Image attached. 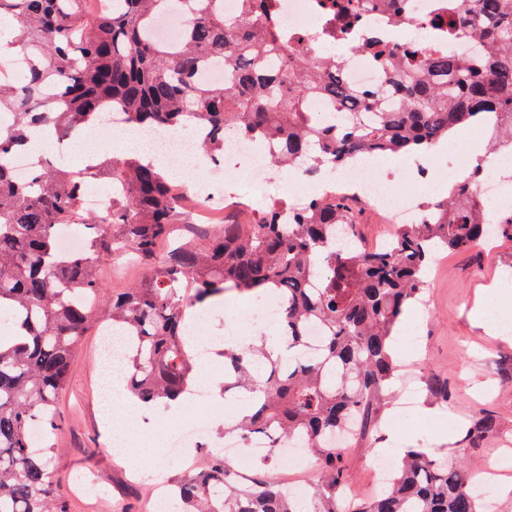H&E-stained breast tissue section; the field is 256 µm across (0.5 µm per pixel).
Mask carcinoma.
<instances>
[{
	"label": "carcinoma",
	"mask_w": 512,
	"mask_h": 512,
	"mask_svg": "<svg viewBox=\"0 0 512 512\" xmlns=\"http://www.w3.org/2000/svg\"><path fill=\"white\" fill-rule=\"evenodd\" d=\"M216 0H112L95 15L85 0H0L13 28L0 43L27 59L21 78L0 83V308L9 331L0 342V512H65L55 494L59 464L47 440L71 360L87 329L106 321L136 334L128 391L147 407L168 403L195 383L197 356L186 323L190 310L227 290L287 297L282 326L288 358L262 348L224 350V391L254 393L252 414L231 424L244 441L302 439L317 479L307 493L310 512H482L467 464L422 448L404 452L392 481L376 497L344 508L343 456L324 440L347 424L373 431L397 371L394 336L406 310L421 301L433 257L480 246L485 212L475 188L477 167L425 205V219L401 224L385 243L356 239L348 202L316 195L281 223L274 202L246 219L207 229L189 243L178 225L196 223L189 197L143 152L88 164L80 174L51 156L33 158L31 177L14 179L9 157L32 128L72 138L93 113L119 102L131 124L177 130L189 113L209 129L204 149L224 157V136L261 135L273 145L274 166L298 162L322 180L365 156L421 154L456 127L497 114L492 146H512V0H460L448 20V45L424 52L414 43L355 46L372 54L383 84L361 88L345 79L336 56L308 49V38L287 34L273 0H240L226 16ZM353 12L381 3L399 20L409 0H326ZM187 22L175 53L147 40L150 20L166 5ZM221 59L220 83L200 77ZM319 98L341 115L331 123L309 109ZM104 177L112 206L88 213L78 206L89 183ZM78 227L84 252L65 255L59 233ZM132 250L148 277L113 298L98 276L101 263ZM326 328L322 344L301 355L305 330ZM431 398L448 404V382L430 381ZM42 427L40 442L32 428ZM493 420L481 416L465 437L485 438ZM173 512H301L298 496L266 477L242 485L234 464H211L175 480Z\"/></svg>",
	"instance_id": "obj_1"
}]
</instances>
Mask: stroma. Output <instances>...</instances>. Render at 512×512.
<instances>
[{"label":"stroma","mask_w":512,"mask_h":512,"mask_svg":"<svg viewBox=\"0 0 512 512\" xmlns=\"http://www.w3.org/2000/svg\"><path fill=\"white\" fill-rule=\"evenodd\" d=\"M422 298L413 315L402 321L403 327L420 333L421 344L414 352L400 349L398 358L412 362L419 377L447 380L453 399L446 405L420 401L394 428L380 422L372 441L344 457L345 484L371 497L376 484L372 461L386 450L398 454L424 448L438 457L458 450L476 470L485 461H495L503 472L496 512H512V333L490 331L474 314L476 307L491 305L512 313V240L501 237L488 248L441 253L431 265ZM261 303L258 297L225 292L222 302L208 307L203 316V338L223 335L229 317L255 315ZM99 361V336L91 328L74 353L59 399V427L53 437L60 462L58 494L69 512H157L152 480L175 479L182 472L178 462L161 455L167 434L160 424L177 412L157 406L104 423ZM480 414L494 417L498 433L466 442L465 427ZM117 426L128 430L153 465L134 468L118 462L111 445Z\"/></svg>","instance_id":"1"}]
</instances>
